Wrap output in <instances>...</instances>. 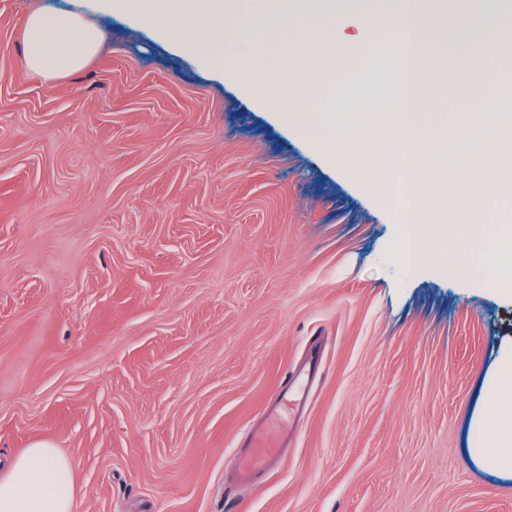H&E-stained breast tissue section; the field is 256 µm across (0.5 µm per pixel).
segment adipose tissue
Segmentation results:
<instances>
[{
  "instance_id": "ef3b65f1",
  "label": "adipose tissue",
  "mask_w": 512,
  "mask_h": 512,
  "mask_svg": "<svg viewBox=\"0 0 512 512\" xmlns=\"http://www.w3.org/2000/svg\"><path fill=\"white\" fill-rule=\"evenodd\" d=\"M98 30L80 17L37 11L23 33L24 64L45 81L80 69L97 50ZM487 386L489 398L471 420L497 469L512 476V337L503 341ZM72 463L38 441L0 471V512H74Z\"/></svg>"
}]
</instances>
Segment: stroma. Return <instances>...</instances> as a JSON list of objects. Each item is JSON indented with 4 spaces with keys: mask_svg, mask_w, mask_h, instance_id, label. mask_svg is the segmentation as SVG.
<instances>
[{
    "mask_svg": "<svg viewBox=\"0 0 512 512\" xmlns=\"http://www.w3.org/2000/svg\"><path fill=\"white\" fill-rule=\"evenodd\" d=\"M97 53L46 82L35 11ZM386 40L340 58L356 95ZM512 91V54L433 85L437 127ZM389 186L331 164L233 76L98 0H0V463L74 464V512H512L470 420L512 301L399 257ZM301 373L289 412L278 394ZM278 410V466L242 481Z\"/></svg>",
    "mask_w": 512,
    "mask_h": 512,
    "instance_id": "obj_1",
    "label": "stroma"
}]
</instances>
